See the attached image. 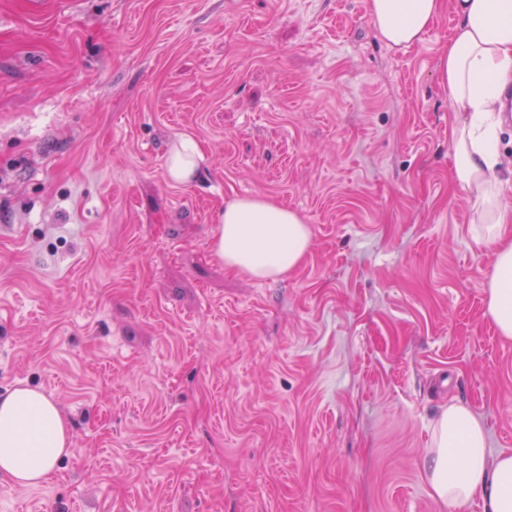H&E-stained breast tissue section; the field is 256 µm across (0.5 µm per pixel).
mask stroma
Instances as JSON below:
<instances>
[{
	"mask_svg": "<svg viewBox=\"0 0 512 512\" xmlns=\"http://www.w3.org/2000/svg\"><path fill=\"white\" fill-rule=\"evenodd\" d=\"M444 11L408 48L365 0H0V397L70 429L0 512H440L451 402L512 450V340L453 177ZM194 137L196 180L165 178ZM312 247L278 280L218 262L224 204Z\"/></svg>",
	"mask_w": 512,
	"mask_h": 512,
	"instance_id": "35a3bbf8",
	"label": "stroma"
}]
</instances>
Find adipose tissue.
Returning <instances> with one entry per match:
<instances>
[{"instance_id":"1","label":"adipose tissue","mask_w":512,"mask_h":512,"mask_svg":"<svg viewBox=\"0 0 512 512\" xmlns=\"http://www.w3.org/2000/svg\"><path fill=\"white\" fill-rule=\"evenodd\" d=\"M456 24L437 63L439 83L461 112L454 129V178L478 214L476 245L493 250L485 283L486 314L499 336L512 339V200L496 171L497 127L504 90L512 85V0H366L367 14L388 46L422 41L445 8ZM205 160L199 143L180 136L166 177L190 182ZM308 224L294 210L266 197L225 204L212 252L225 266L257 280L296 270L311 249ZM67 424L53 400L33 388L0 397V474L22 486L47 482L69 451ZM430 494L443 512H512V452L490 455L483 421L453 402L436 417L422 464Z\"/></svg>"}]
</instances>
